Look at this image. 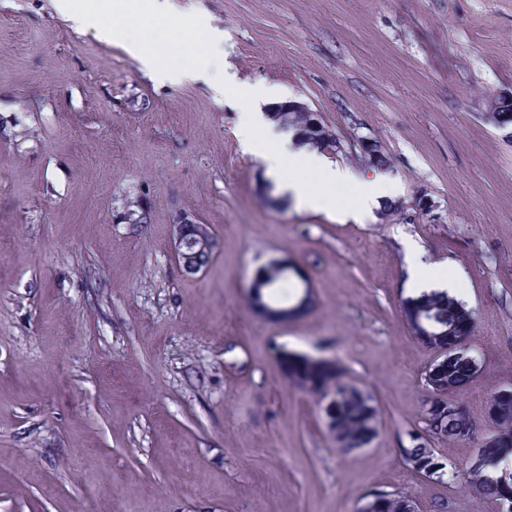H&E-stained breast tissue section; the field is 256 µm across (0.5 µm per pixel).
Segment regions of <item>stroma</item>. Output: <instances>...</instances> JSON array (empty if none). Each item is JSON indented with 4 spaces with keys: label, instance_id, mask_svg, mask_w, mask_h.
I'll use <instances>...</instances> for the list:
<instances>
[{
    "label": "stroma",
    "instance_id": "stroma-1",
    "mask_svg": "<svg viewBox=\"0 0 512 512\" xmlns=\"http://www.w3.org/2000/svg\"><path fill=\"white\" fill-rule=\"evenodd\" d=\"M168 3L161 19L131 0L137 40L181 61L208 49L237 86L289 94L340 139L334 161L389 176L403 210L298 209L208 76L155 78L56 0H0V512H356L393 491L416 512H496L466 469L512 387V137L492 116L512 92V0ZM181 217L215 240L195 274L174 251ZM410 245L477 321L480 371L451 395L474 434L436 443L439 480L399 453L435 360L401 314ZM275 260L316 290L288 324L246 300ZM285 351L335 358L369 392V447L337 448Z\"/></svg>",
    "mask_w": 512,
    "mask_h": 512
}]
</instances>
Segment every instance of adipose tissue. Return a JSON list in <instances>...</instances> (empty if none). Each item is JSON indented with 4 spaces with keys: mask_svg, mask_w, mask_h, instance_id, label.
<instances>
[{
    "mask_svg": "<svg viewBox=\"0 0 512 512\" xmlns=\"http://www.w3.org/2000/svg\"><path fill=\"white\" fill-rule=\"evenodd\" d=\"M58 5L69 13L76 26L94 29L106 41L125 44L145 67H153L155 58L163 51L162 44H145L134 39L131 17L115 24L104 23L103 17L109 10L105 2L90 12L78 8L71 0H58ZM240 98L241 142L261 159L267 174L290 195L297 207L361 221L370 217L381 203L395 197L396 185L385 175L350 179L346 170L327 157L300 148L294 130H279L269 115L274 106L283 103V96L250 90L241 92ZM269 141L274 143V150L266 149ZM315 181L320 184L316 191L311 188ZM346 183L352 185L353 192L347 206L340 208L333 192L336 186Z\"/></svg>",
    "mask_w": 512,
    "mask_h": 512,
    "instance_id": "ef3b65f1",
    "label": "adipose tissue"
}]
</instances>
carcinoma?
Wrapping results in <instances>:
<instances>
[{"label":"carcinoma","instance_id":"cac0c4a2","mask_svg":"<svg viewBox=\"0 0 512 512\" xmlns=\"http://www.w3.org/2000/svg\"><path fill=\"white\" fill-rule=\"evenodd\" d=\"M273 120L301 135V143L312 149H325L327 142L311 136L306 129L307 117L302 112H272ZM261 283L270 286L267 300L275 306H290L300 292L288 293L284 288L297 284L280 269L268 264L260 269ZM402 312L421 316L429 329H451L457 336H470L475 329V321L465 305L456 298L441 292L424 293L417 298L409 297L402 305ZM281 368L288 380L308 394L323 400L334 395L336 401L331 412L327 413L334 439L352 448L377 434L379 410L372 399L356 387L344 381V369L339 363L330 367L314 364L305 355L285 353ZM480 366L475 357H459L440 365L437 371L424 376L428 387L440 390L439 382H446L451 388L467 385L479 372ZM489 417L494 427L504 433H512V398L489 408ZM485 457L481 467L467 468V477L472 488L480 495L496 501L500 512H512V470L501 469L502 459L512 454L510 448L483 449ZM406 463L427 455L423 440L410 436L409 445L401 449ZM402 493H380L373 503V512H402Z\"/></svg>","mask_w":512,"mask_h":512}]
</instances>
